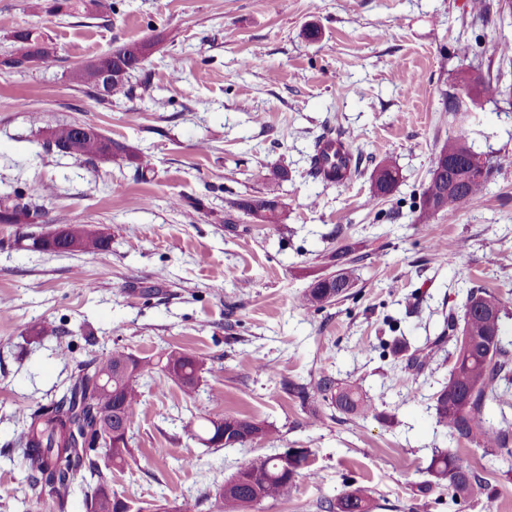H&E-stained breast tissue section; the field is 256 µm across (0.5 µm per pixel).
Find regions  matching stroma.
<instances>
[{"label": "stroma", "instance_id": "obj_1", "mask_svg": "<svg viewBox=\"0 0 512 512\" xmlns=\"http://www.w3.org/2000/svg\"><path fill=\"white\" fill-rule=\"evenodd\" d=\"M488 2L484 25L474 0H102L66 17L0 0V46L30 29L56 51L49 68L0 64V193L41 199L44 230L86 224L112 236L97 255L42 254L14 245L15 225L0 224V512H87L79 487L61 511L24 501L15 414L60 397L76 361L115 348L151 359L177 348L204 363L195 399L143 388L133 455L112 477L138 512L185 499L215 512L217 488L239 466L290 450L304 451L305 478L253 512H319L352 485L371 489L372 512H512V474L464 443L459 455L489 489L458 506L436 488L416 495L436 450L450 445L431 409L448 354L413 384L381 349L432 341L473 285L512 298V167L456 213L419 210L449 132L464 130L489 160L512 157L507 98L481 99L462 118L445 104L471 64L512 86V64L494 51L512 43V18ZM309 25L318 39L305 38ZM133 40L154 44L137 75L143 97L102 101L70 81ZM63 122L148 157L149 181L128 162L43 150L45 130ZM328 133L351 136L358 166L338 187L310 170ZM385 157L401 178L377 199L370 176ZM280 166L287 180L268 178ZM265 195L282 202L280 223H251L234 206ZM344 248L357 260L351 296L304 307ZM51 326L61 337L42 335ZM323 375L358 385L374 413L351 417L295 394ZM228 412L252 416L269 437L243 448L198 439L201 418Z\"/></svg>", "mask_w": 512, "mask_h": 512}]
</instances>
